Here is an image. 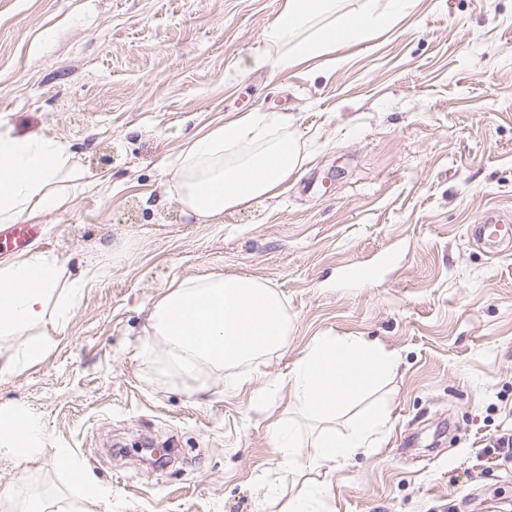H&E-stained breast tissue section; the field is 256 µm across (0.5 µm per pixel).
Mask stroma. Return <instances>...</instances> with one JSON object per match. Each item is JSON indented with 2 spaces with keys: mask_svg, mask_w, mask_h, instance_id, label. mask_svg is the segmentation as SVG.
Masks as SVG:
<instances>
[{
  "mask_svg": "<svg viewBox=\"0 0 512 512\" xmlns=\"http://www.w3.org/2000/svg\"><path fill=\"white\" fill-rule=\"evenodd\" d=\"M284 0H0V124L55 138L85 173L31 249L88 281L0 404L43 426L40 458L0 461V491L75 497L63 452L112 512H284L283 379L320 335L398 351L377 448L328 472L330 512H512V250L468 236L512 214V0H413L389 29L285 71L253 68ZM294 115L306 154L276 196L209 224L171 187L184 143L248 112ZM390 265L364 284L340 266ZM203 272L271 282L284 348L206 391L140 356L153 303ZM172 448L140 465L137 442ZM495 214H487L482 216L477 224H473L472 235L473 239L477 242H482L484 237L495 238L500 234V224H508V222L501 221ZM503 222V223H502Z\"/></svg>",
  "mask_w": 512,
  "mask_h": 512,
  "instance_id": "1",
  "label": "stroma"
}]
</instances>
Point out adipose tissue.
Segmentation results:
<instances>
[{
    "mask_svg": "<svg viewBox=\"0 0 512 512\" xmlns=\"http://www.w3.org/2000/svg\"><path fill=\"white\" fill-rule=\"evenodd\" d=\"M396 0H284L263 40L276 50L254 67L288 70L331 54L338 45L366 39L390 26ZM285 112H249L225 121L187 143L179 153L173 188L185 214L202 223L275 196L304 161ZM82 173L73 155L41 134L0 127V223L14 224L51 210L67 209L70 187ZM81 277L65 263L36 251L0 264V340L25 337L21 353L0 350V375L19 362L40 361L48 331L64 330L82 295ZM154 342L142 358L164 374L207 388L210 374L250 364L284 347L291 322L282 293L246 275L202 273L170 285L150 312ZM400 364L396 351L355 336L323 335L311 342L289 372L294 413L319 421L312 457H302L296 425L279 428L277 446L291 478L301 479L286 512H327L325 483L307 480L319 463L343 465L377 443L389 422L387 405L372 396ZM42 425L23 407L0 405V460L30 461L40 453ZM101 505L112 512L102 489L87 485L81 500L33 496L16 504L0 494V512H88Z\"/></svg>",
    "mask_w": 512,
    "mask_h": 512,
    "instance_id": "1",
    "label": "adipose tissue"
}]
</instances>
